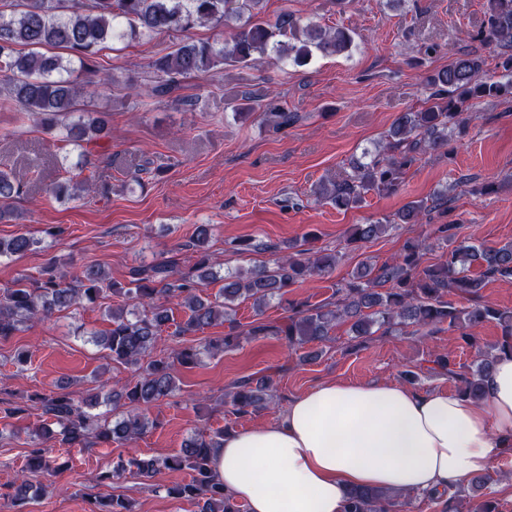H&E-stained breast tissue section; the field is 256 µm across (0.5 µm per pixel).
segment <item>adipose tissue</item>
Instances as JSON below:
<instances>
[{
  "instance_id": "1",
  "label": "adipose tissue",
  "mask_w": 512,
  "mask_h": 512,
  "mask_svg": "<svg viewBox=\"0 0 512 512\" xmlns=\"http://www.w3.org/2000/svg\"><path fill=\"white\" fill-rule=\"evenodd\" d=\"M485 398L326 380L268 424L226 434L215 471L247 512H344L349 490L441 493L512 452V356Z\"/></svg>"
}]
</instances>
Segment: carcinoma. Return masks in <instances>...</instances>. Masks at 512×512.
Returning a JSON list of instances; mask_svg holds the SVG:
<instances>
[{
    "label": "carcinoma",
    "mask_w": 512,
    "mask_h": 512,
    "mask_svg": "<svg viewBox=\"0 0 512 512\" xmlns=\"http://www.w3.org/2000/svg\"><path fill=\"white\" fill-rule=\"evenodd\" d=\"M264 0H0V91L19 111L32 115L61 140L80 150L81 168L93 165L86 145L108 134L109 119L104 113L90 116L80 112L83 97L98 94L105 78L95 54L105 44L138 36L153 38L161 34L185 33L197 26L223 25L230 29L224 43L193 40L189 37L173 44L166 54L153 59L148 68L153 86L148 95L160 98L181 87L194 75L219 70L226 65L250 66L267 60L281 65L304 66L316 55L332 56L350 51L354 38L345 27H324L309 19H294L281 13L274 22L261 17ZM486 24L482 41L500 47L496 69L499 78L483 73L482 61L468 54L457 58L429 79L435 88L433 102L416 112H401L393 121L385 142L366 149L350 161V171L323 179L312 191L319 202L340 210L358 208L369 192L389 195L397 192L407 171L429 151L448 145V128L462 123V115L485 99L512 98V0H486ZM63 49L68 57L56 53ZM264 121L276 130L292 124L293 113L281 105L265 104ZM90 184L60 183L56 196L72 200L83 198ZM20 194L14 174L0 169V219L10 214L7 204ZM448 203L441 194L435 203L413 201L393 217L369 224H354L348 242L376 240L403 224H421L432 210ZM453 225L434 228L435 243L425 238L408 239L401 252L380 265L365 262L351 273L338 292L342 298L334 307L298 304L287 321L270 326L259 323L246 332L237 330L232 304L240 297L253 300L257 314L271 301L282 299L292 285L332 273L336 253L323 249L311 255L298 250L278 258L272 269L254 267L220 276L207 266L208 254L200 256L188 271L165 260L149 268L130 270L129 286L112 280L98 265H89L67 277L56 271L54 263L45 266L37 279H18L0 291V338L19 330L32 318H49L82 303L94 304L112 296L122 303L106 309L111 327L91 337V342L108 351L112 362L132 370L128 384L102 392L105 382L76 399L59 392L38 398L43 420L36 430L41 438H57L71 448L93 444H124L145 434L154 421L144 414L115 417L111 420L92 413L100 405L116 410L122 406L150 407L170 396L177 388L175 365H195L204 353L240 344L244 335L257 338L272 333L290 349L323 342L339 322L351 323L353 336L388 334L400 325H411L426 332L443 329L460 332L476 359L468 371L458 373L448 355L436 363L448 375L459 379V392L475 401L485 396L484 378L497 355L512 354V309L487 305L481 290L491 280L512 279V241L499 246L482 242L459 241L451 233ZM38 240L26 233L0 240V257L20 256L33 250ZM446 247L433 264L425 255L433 247ZM479 272L470 273L472 266ZM224 281L218 296L204 293L206 285ZM452 295L467 297L469 305L459 308ZM177 300L187 309L178 325L177 336L201 332L217 324H228V331L204 345H176L171 351L158 348L169 321L166 303ZM494 321L501 328V340L486 348L479 345L471 329ZM272 384L265 380L252 384L241 380L230 391L233 410L246 415L266 402ZM224 442V431H195L174 454L164 457L133 458L113 471L98 476L101 485L127 469L145 481L158 472L190 470L191 481L165 487L166 496L189 500L198 512H241L240 505L224 492L216 479L214 451ZM60 469L53 449L30 450L26 470L53 473ZM14 501L27 503L40 493L25 475L12 485ZM396 495L376 489L350 492L345 512H397L404 507ZM93 512H135L132 501L120 495L96 500Z\"/></svg>",
    "instance_id": "1"
}]
</instances>
